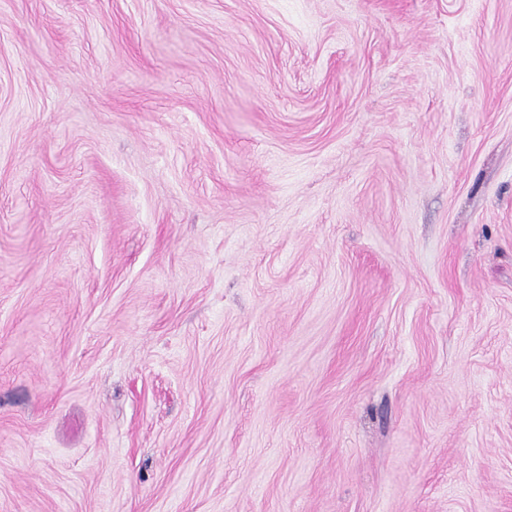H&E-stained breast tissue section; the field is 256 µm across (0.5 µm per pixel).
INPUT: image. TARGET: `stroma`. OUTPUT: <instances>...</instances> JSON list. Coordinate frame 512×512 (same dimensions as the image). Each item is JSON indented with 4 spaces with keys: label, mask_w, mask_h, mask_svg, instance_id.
Masks as SVG:
<instances>
[{
    "label": "stroma",
    "mask_w": 512,
    "mask_h": 512,
    "mask_svg": "<svg viewBox=\"0 0 512 512\" xmlns=\"http://www.w3.org/2000/svg\"><path fill=\"white\" fill-rule=\"evenodd\" d=\"M0 512H512V0H0Z\"/></svg>",
    "instance_id": "stroma-1"
}]
</instances>
